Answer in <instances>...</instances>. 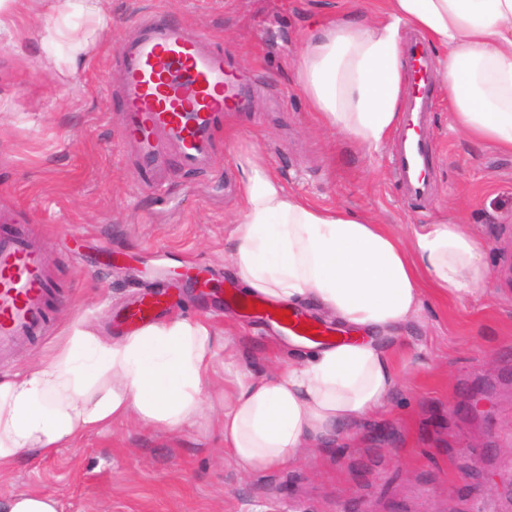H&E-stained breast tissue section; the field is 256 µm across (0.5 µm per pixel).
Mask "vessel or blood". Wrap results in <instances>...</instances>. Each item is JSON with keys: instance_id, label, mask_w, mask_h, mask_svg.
Returning <instances> with one entry per match:
<instances>
[{"instance_id": "b4317fda", "label": "vessel or blood", "mask_w": 512, "mask_h": 512, "mask_svg": "<svg viewBox=\"0 0 512 512\" xmlns=\"http://www.w3.org/2000/svg\"><path fill=\"white\" fill-rule=\"evenodd\" d=\"M417 90L405 107V123L390 164L405 199L417 206L432 199L434 138L428 127L431 89L440 72L425 44L404 43ZM113 62L123 74L124 124L133 147L152 161L175 152L181 164L198 168L214 161V139L225 113L247 108L248 77L230 69L222 52L186 26L150 18L134 24ZM53 287L43 247L24 232L0 237V359L46 323Z\"/></svg>"}]
</instances>
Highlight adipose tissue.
Returning <instances> with one entry per match:
<instances>
[{
    "label": "adipose tissue",
    "instance_id": "1",
    "mask_svg": "<svg viewBox=\"0 0 512 512\" xmlns=\"http://www.w3.org/2000/svg\"><path fill=\"white\" fill-rule=\"evenodd\" d=\"M317 28L294 76L321 127L367 152L386 142L401 120L402 34L413 29L440 51L455 129L512 153V0H376ZM240 195L230 265L248 294L310 307L352 331L265 373L225 350L224 452L251 473L292 464L304 443L349 433L381 410L401 378V328L426 293L463 302L481 292L487 243L454 212L400 237L288 192L257 157ZM214 336L202 318L173 317L117 341L73 324L55 355L0 378V470L117 420L182 430L201 411Z\"/></svg>",
    "mask_w": 512,
    "mask_h": 512
}]
</instances>
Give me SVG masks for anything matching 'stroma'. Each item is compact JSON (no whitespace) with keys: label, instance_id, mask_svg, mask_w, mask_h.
<instances>
[{"label":"stroma","instance_id":"obj_1","mask_svg":"<svg viewBox=\"0 0 512 512\" xmlns=\"http://www.w3.org/2000/svg\"><path fill=\"white\" fill-rule=\"evenodd\" d=\"M352 0H103L112 33L90 43L69 70L64 46L44 45L64 24L56 0L23 17L27 37L0 41V233L24 224L41 238L57 288L47 336L0 361V377L54 355L71 324L96 336L128 334L127 306L165 289L161 314L207 319L215 367L204 412L169 433L131 421L25 458L0 475V496L45 492L59 512H512V154L451 127L443 84L434 89L432 204L403 198L389 146L364 152L320 127L293 85L296 40L328 2ZM155 14L207 35L237 68L256 74L251 109L229 112L234 139L216 136L215 163L183 167L168 155L163 191L143 181L126 146L111 72L135 22ZM67 91L66 103L53 99ZM261 154L285 187L313 203L367 214L398 235L448 206L489 242V281L459 303L427 294L402 332L403 376L387 408L350 436L300 449L292 465L243 473L224 454V348L252 371L277 365L296 337L232 300L240 286L226 258L240 206V170Z\"/></svg>","mask_w":512,"mask_h":512}]
</instances>
